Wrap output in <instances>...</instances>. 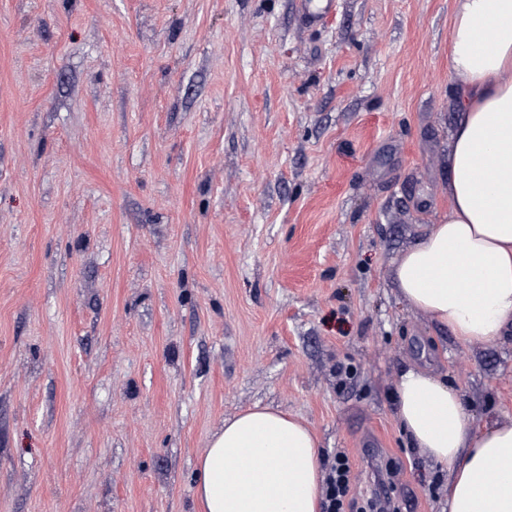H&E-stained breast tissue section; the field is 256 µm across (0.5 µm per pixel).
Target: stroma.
Returning a JSON list of instances; mask_svg holds the SVG:
<instances>
[{
    "label": "stroma",
    "instance_id": "1",
    "mask_svg": "<svg viewBox=\"0 0 512 512\" xmlns=\"http://www.w3.org/2000/svg\"><path fill=\"white\" fill-rule=\"evenodd\" d=\"M0 0V512H200L257 405L405 512L448 474L393 385L512 416V339L467 345L390 270L448 216L454 0Z\"/></svg>",
    "mask_w": 512,
    "mask_h": 512
}]
</instances>
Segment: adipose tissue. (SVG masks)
Returning <instances> with one entry per match:
<instances>
[{
	"mask_svg": "<svg viewBox=\"0 0 512 512\" xmlns=\"http://www.w3.org/2000/svg\"><path fill=\"white\" fill-rule=\"evenodd\" d=\"M448 64L458 116L449 143L448 218L393 263L399 296L470 344L512 335V0H456ZM397 419L448 472V512H512V422L477 428L461 392L413 366ZM320 443L271 407L225 420L196 464L203 512H321Z\"/></svg>",
	"mask_w": 512,
	"mask_h": 512,
	"instance_id": "1",
	"label": "adipose tissue"
}]
</instances>
